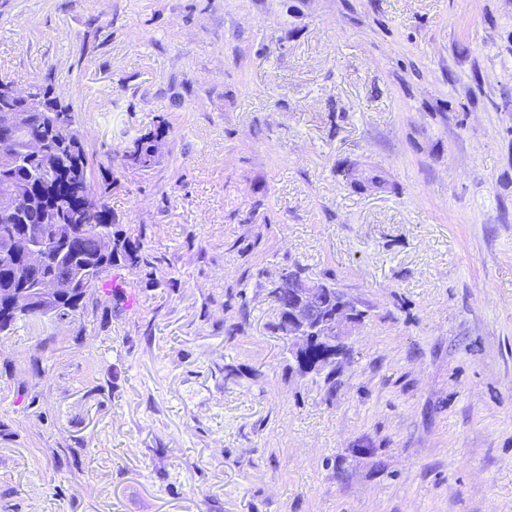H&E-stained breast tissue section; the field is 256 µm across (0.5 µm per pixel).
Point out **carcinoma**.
<instances>
[{"label": "carcinoma", "instance_id": "cac0c4a2", "mask_svg": "<svg viewBox=\"0 0 512 512\" xmlns=\"http://www.w3.org/2000/svg\"><path fill=\"white\" fill-rule=\"evenodd\" d=\"M33 96L48 108L46 112L29 113L28 124L14 129L0 124V156L10 163L0 162V188L23 184L34 188L33 200L22 201L9 219L0 217V332L7 330L17 319L8 314L13 289L31 288L39 278L58 277L78 279L80 287L90 283L99 286L112 269L148 263L140 238L125 236L112 230V211L105 203L112 180L105 177L94 188L93 176L84 141L75 135L62 133L58 123L75 124V116L61 104L51 84H34ZM165 128L141 135L126 147L122 154L124 165L139 169L152 167L157 158V143L163 139ZM35 138L43 144L42 154L53 159L45 167L40 158L26 155L22 144ZM45 224H54L60 238L46 242L43 262L38 267L28 265L9 249L10 240L25 232L37 233ZM87 293L75 291L63 302L50 307L58 320L83 311ZM327 351V346L315 338L308 343L300 368Z\"/></svg>", "mask_w": 512, "mask_h": 512}]
</instances>
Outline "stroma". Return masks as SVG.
Instances as JSON below:
<instances>
[{
  "label": "stroma",
  "instance_id": "obj_1",
  "mask_svg": "<svg viewBox=\"0 0 512 512\" xmlns=\"http://www.w3.org/2000/svg\"><path fill=\"white\" fill-rule=\"evenodd\" d=\"M1 75L152 263L0 334V512H512V0H0ZM297 264L364 313L330 375ZM165 128L161 127L155 132L141 135L127 146L122 154L123 163L128 167L139 169L151 168L157 158V143L163 139Z\"/></svg>",
  "mask_w": 512,
  "mask_h": 512
}]
</instances>
